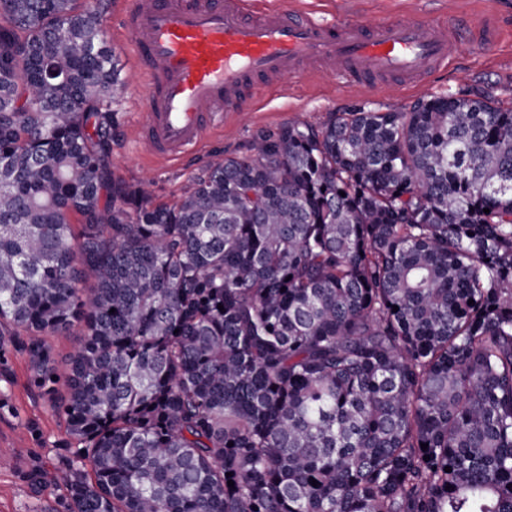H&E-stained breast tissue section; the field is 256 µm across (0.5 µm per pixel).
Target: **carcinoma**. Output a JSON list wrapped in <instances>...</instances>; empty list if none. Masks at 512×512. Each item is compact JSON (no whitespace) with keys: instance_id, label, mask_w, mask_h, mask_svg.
Returning a JSON list of instances; mask_svg holds the SVG:
<instances>
[{"instance_id":"carcinoma-1","label":"carcinoma","mask_w":512,"mask_h":512,"mask_svg":"<svg viewBox=\"0 0 512 512\" xmlns=\"http://www.w3.org/2000/svg\"><path fill=\"white\" fill-rule=\"evenodd\" d=\"M122 86L80 0H0V342L70 438L43 512H512V106L293 121L169 206L112 175ZM81 338V327L75 325L68 334L50 337V343L53 346L55 358L60 369H65L70 361V354L75 345Z\"/></svg>"}]
</instances>
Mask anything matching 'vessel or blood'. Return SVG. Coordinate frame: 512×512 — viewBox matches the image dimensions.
I'll list each match as a JSON object with an SVG mask.
<instances>
[{"instance_id": "obj_1", "label": "vessel or blood", "mask_w": 512, "mask_h": 512, "mask_svg": "<svg viewBox=\"0 0 512 512\" xmlns=\"http://www.w3.org/2000/svg\"><path fill=\"white\" fill-rule=\"evenodd\" d=\"M498 34L490 22L371 23L285 7L254 11L246 0H129L126 36L148 73L140 141L154 157L183 156L223 127L225 113L250 108L258 90L311 71L346 84L422 85L461 42L482 46Z\"/></svg>"}]
</instances>
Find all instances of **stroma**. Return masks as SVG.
<instances>
[{"label": "stroma", "mask_w": 512, "mask_h": 512, "mask_svg": "<svg viewBox=\"0 0 512 512\" xmlns=\"http://www.w3.org/2000/svg\"><path fill=\"white\" fill-rule=\"evenodd\" d=\"M127 2L87 0L89 7H100L109 46L122 68L124 88L112 104L119 114L112 146L114 172L133 182L151 180L157 204L174 203L214 155H245L246 145L257 131L295 119L318 125L328 113L349 112L363 105L406 111L430 95L461 89L489 93L503 104H512V0H257L261 6L313 8L329 19L347 14L377 22L402 12L436 18L459 16L478 24L491 16L500 26L501 37L497 43L479 48L462 44L448 70L427 85L403 92L388 84L347 85L323 74L273 86L260 95L252 110L225 115L223 129L211 133L197 152L160 162L137 142L146 75L122 31ZM1 392L7 395L8 405L0 409V512H36L60 499L64 491L51 487L43 495H35L23 475L38 463L54 471L68 440L65 423L30 385L26 357L13 350L0 365Z\"/></svg>", "instance_id": "obj_1"}]
</instances>
